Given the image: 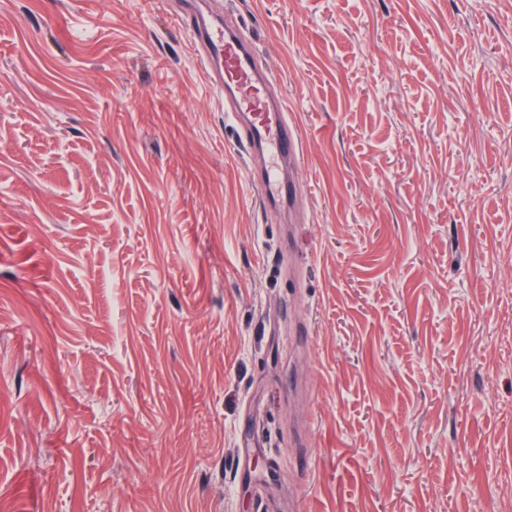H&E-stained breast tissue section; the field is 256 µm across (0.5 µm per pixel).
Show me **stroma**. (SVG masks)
I'll use <instances>...</instances> for the list:
<instances>
[{"label":"stroma","instance_id":"35a3bbf8","mask_svg":"<svg viewBox=\"0 0 512 512\" xmlns=\"http://www.w3.org/2000/svg\"><path fill=\"white\" fill-rule=\"evenodd\" d=\"M0 0V512H503L512 0ZM194 15L193 35L208 78L234 90L237 115L247 118L250 148L272 149L279 156L299 160L297 125L288 117L287 104L267 91L266 81L259 80L251 44L223 24L211 22L203 13ZM251 181L258 185L261 189V200L263 203L269 204L276 201H283L284 186L281 184L276 172L266 165L259 177L252 176Z\"/></svg>","mask_w":512,"mask_h":512}]
</instances>
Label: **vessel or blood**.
<instances>
[{"label": "vessel or blood", "instance_id": "b4317fda", "mask_svg": "<svg viewBox=\"0 0 512 512\" xmlns=\"http://www.w3.org/2000/svg\"><path fill=\"white\" fill-rule=\"evenodd\" d=\"M192 32L208 78L233 89L234 108L248 122L250 146L272 150L280 156L298 157L297 125L289 119L286 103L272 97L265 81L258 79L252 45L201 13L194 16ZM255 183L261 189L263 203L282 200L284 187L272 168H263Z\"/></svg>", "mask_w": 512, "mask_h": 512}]
</instances>
